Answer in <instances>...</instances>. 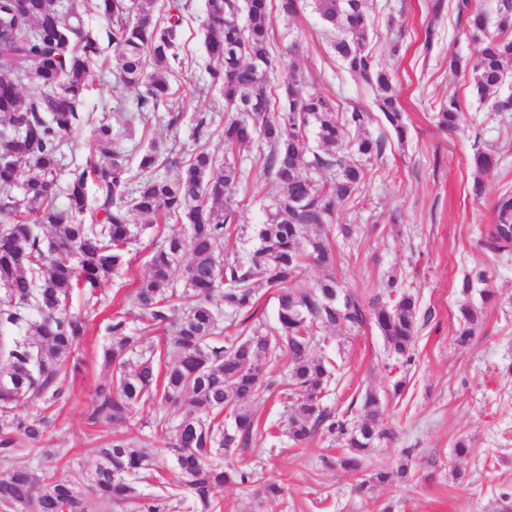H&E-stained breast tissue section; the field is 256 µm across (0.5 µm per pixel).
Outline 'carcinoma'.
Segmentation results:
<instances>
[{
  "mask_svg": "<svg viewBox=\"0 0 512 512\" xmlns=\"http://www.w3.org/2000/svg\"><path fill=\"white\" fill-rule=\"evenodd\" d=\"M157 0H96L95 8L112 22L113 63L120 79L141 88L140 111L155 110L172 96L166 70L182 67L176 31L182 21L176 0L161 4L162 25L153 21ZM304 0H206V51L211 86L222 90L224 165L214 171L213 157L200 145L173 177L151 172L162 165L158 148L149 147L138 168L142 177L134 193L126 192L129 158L119 147L112 124L103 118L91 134L84 161L63 169L61 146L79 126V107L88 88L91 64L101 55L98 35L81 29L87 0H69L62 10L55 0H0V459L32 452L40 470L0 472V506L10 512H112L134 505L133 512H220L215 489L245 486L251 472L239 464H214L216 455L246 448L258 435L248 403L271 387L268 363L285 355V382L297 409L288 436L302 441L324 429L345 441L337 460L346 470L360 468L380 428V400L368 392L361 414L333 418L321 405L332 376V361L314 354L323 329L373 323L388 349L412 361L417 328L415 298L395 291L388 298L365 300L326 276L310 288L299 285L303 268L336 266L330 238L336 206L352 200L367 174L366 163L383 153L384 144L361 134L373 120L355 107L341 112L320 94L301 97L293 61L270 46L271 11L293 17ZM325 24L337 32L336 58L353 76L375 88L376 106L398 141L408 135L392 75L379 67L369 46L374 5L370 0H313ZM496 29L487 12L471 9L468 35L475 47L470 59L452 56L448 68L470 72L478 100L494 112L512 110L505 91L504 62L512 60V0H496ZM36 93L23 101L19 85ZM459 104L454 96L437 112L439 126L457 128ZM322 145L307 149L309 132ZM257 148L258 158L244 169L235 154ZM307 172H302V169ZM65 178L67 204L57 205L56 188ZM262 183L264 220L247 231L239 224V205L230 188ZM498 223L489 233L492 247L512 246V194L496 204ZM155 224L174 221V232L146 262L148 275L136 292L153 330H163L164 346L143 344L121 314L106 327L109 342L102 366L113 369L96 388V412L124 427L134 407L148 400L166 405L190 398L192 410L174 427L169 448L177 479L167 492L148 496L137 484L156 478L161 466L146 451L115 435L97 450L94 470L58 477L51 465L58 448H45L49 417L20 415L18 405L44 397L48 406L70 397L69 377L79 369L73 352L87 332L85 321L69 312L71 291L82 287L92 302L98 288L128 263L130 245L139 235L133 215ZM52 229L51 239L41 235ZM251 233L254 247L239 254L238 244ZM186 264H181L184 256ZM183 266L181 281L175 280ZM277 290L278 327L253 322L257 303L253 285ZM220 295L228 310L224 336L215 333ZM457 341L474 335L478 310L460 309ZM138 360L129 365V355ZM234 428L224 426V413ZM408 477L407 465L380 471L373 480L392 485Z\"/></svg>",
  "mask_w": 512,
  "mask_h": 512,
  "instance_id": "cac0c4a2",
  "label": "carcinoma"
}]
</instances>
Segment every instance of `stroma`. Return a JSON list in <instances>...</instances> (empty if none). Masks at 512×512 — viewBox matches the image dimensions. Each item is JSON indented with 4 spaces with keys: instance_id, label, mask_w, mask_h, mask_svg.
Wrapping results in <instances>:
<instances>
[{
    "instance_id": "obj_1",
    "label": "stroma",
    "mask_w": 512,
    "mask_h": 512,
    "mask_svg": "<svg viewBox=\"0 0 512 512\" xmlns=\"http://www.w3.org/2000/svg\"><path fill=\"white\" fill-rule=\"evenodd\" d=\"M446 8L431 16L428 0H374V24L369 34L376 61L391 69L406 112L409 135L398 141L382 120L366 128L384 143L383 154L369 173L354 202L337 207V221L351 225L353 236L337 240L335 274L343 287L364 298L386 294L388 280L414 294L419 303L416 341L411 362L386 348L374 324L325 331L317 353L336 364L323 408L344 417L353 399L374 391L381 399L380 418L390 433L365 457L363 467L349 472L334 466L342 453L337 439L320 432L295 442L284 432L296 409L284 381L288 359L269 366L271 389L253 400L260 430L277 432L276 441L257 440L239 448L233 460L249 464L248 487L228 485L216 491L221 512H512V249L496 252L487 246L488 228L495 222L498 197L512 190V112H495L479 103L471 91L470 75L452 73L448 58H470L474 46L467 32L460 0H445ZM182 24L176 38L183 68L172 76L173 95L158 109L139 116L138 89L125 86L113 67L112 48H104L92 67L89 90L80 111V126L62 146L65 162L81 161L90 151L88 135L102 117L115 129H128L121 146L129 156V189H136L137 166L143 151L158 144L164 156L179 162L195 148L188 119L198 113L211 119L206 142L216 162L224 160V98L211 87L206 73L205 0H181ZM402 32H395V24ZM432 44H425L426 28ZM401 37L400 56L390 45ZM327 29L313 5L295 17H272L271 44L284 54L297 46L295 62L301 94L334 98L340 109H374V93L344 70ZM460 102L459 128H439L436 114L449 96ZM495 155L498 164L484 178L482 197H474L472 157L476 151ZM177 224H153L133 245L130 267L99 290V304L87 311L81 293H73L72 313L85 317L87 333L75 356L83 362L69 379L67 403L45 409L42 400L23 404L19 412L49 413V447L65 449L61 472L90 470L98 438L112 432L97 416V385L108 374L99 353L107 341L111 316L123 313L130 328L147 321L135 294L151 251ZM470 278V295L460 284ZM495 297L485 302L484 290ZM479 311V323L469 345L455 341L463 304ZM402 393H395V385ZM188 402L166 406L145 401L133 410L121 433L135 447L160 454L167 479H175L176 463L168 452L170 430L156 429L159 416L171 425L188 413ZM465 441L471 451L457 458L454 446ZM408 462L409 481L372 486L379 469ZM282 486L279 497L265 492L268 483Z\"/></svg>"
}]
</instances>
